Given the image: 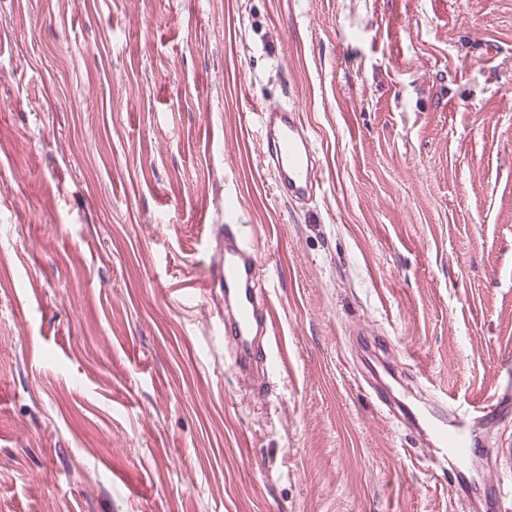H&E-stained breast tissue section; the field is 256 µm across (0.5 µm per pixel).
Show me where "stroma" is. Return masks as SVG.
<instances>
[{
  "instance_id": "1",
  "label": "stroma",
  "mask_w": 512,
  "mask_h": 512,
  "mask_svg": "<svg viewBox=\"0 0 512 512\" xmlns=\"http://www.w3.org/2000/svg\"><path fill=\"white\" fill-rule=\"evenodd\" d=\"M281 100L305 203L263 161ZM229 197L261 394L208 285ZM507 386L512 0H0V512H465L386 404ZM294 103L262 106L258 117L275 188L291 200H309L320 186L317 156Z\"/></svg>"
}]
</instances>
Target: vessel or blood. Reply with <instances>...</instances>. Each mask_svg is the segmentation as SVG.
I'll list each match as a JSON object with an SVG mask.
<instances>
[{"mask_svg":"<svg viewBox=\"0 0 512 512\" xmlns=\"http://www.w3.org/2000/svg\"><path fill=\"white\" fill-rule=\"evenodd\" d=\"M295 104L262 106L257 114L266 143V155L274 169L275 188L292 200L310 199L320 186L317 156ZM224 248L214 259L212 282L224 290V333L235 346L234 367L244 378L258 374V351L273 326L274 315L257 296L261 265L252 246L241 237L237 225L222 226ZM448 420L430 422L434 453L448 461L449 476L461 475L480 444L476 423L500 420L512 414V406L499 397L487 396L476 406L451 405Z\"/></svg>","mask_w":512,"mask_h":512,"instance_id":"obj_1","label":"vessel or blood"}]
</instances>
